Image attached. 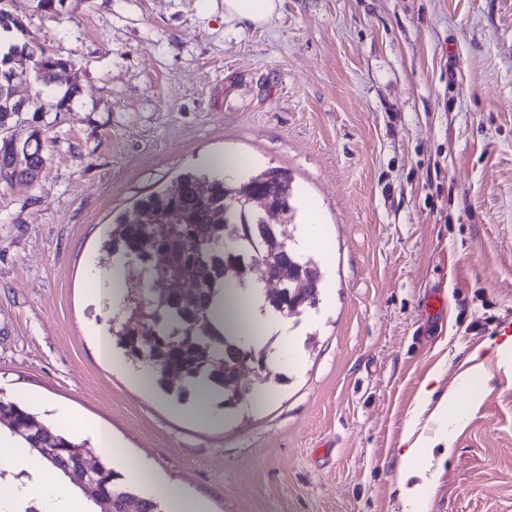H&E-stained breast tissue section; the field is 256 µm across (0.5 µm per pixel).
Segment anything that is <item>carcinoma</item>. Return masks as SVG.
Here are the masks:
<instances>
[{"label":"carcinoma","mask_w":512,"mask_h":512,"mask_svg":"<svg viewBox=\"0 0 512 512\" xmlns=\"http://www.w3.org/2000/svg\"><path fill=\"white\" fill-rule=\"evenodd\" d=\"M0 28L26 34L18 18L2 7ZM23 60L28 61L26 79L36 85L29 100L33 115L23 117L16 100L0 87V179L33 183L46 163L43 129L37 122L47 112L68 111L78 87L69 76L71 61L45 50L31 61L25 50L12 45L0 52V71H11ZM21 123L30 129L23 141L12 133ZM206 178L210 186L201 197L195 187ZM237 185L243 191L270 197L285 215L292 210L291 177L282 168L251 172ZM239 215L240 208L225 199L224 176L187 171L179 175L174 186L138 201L112 224L109 252L131 259L145 273V279L136 284H118L125 290L124 318L112 335L127 359L150 365L156 386L179 399L203 380L219 391L227 407L261 393L259 387L241 393L239 368L251 356L261 361L265 356L226 336L212 318V309L223 300L225 289L246 291L257 284L250 267L266 259L263 239L278 234V225L263 223L259 214H251L246 224L240 223ZM159 253L166 254L172 270L186 277L194 288L187 292L165 288V272L153 263ZM283 263L290 268H309L316 287L305 296L300 309L316 307L322 280L319 264L291 247ZM299 299L296 283L291 282L283 295L266 301L271 310L282 313L288 311L289 302ZM2 432L18 438L44 469L62 477L63 487L81 489L82 474L75 468L69 472L60 469L58 461L82 452L86 443L53 429L25 407L0 399ZM98 484L112 499V512H165L158 499L125 483L109 465L98 466Z\"/></svg>","instance_id":"carcinoma-1"}]
</instances>
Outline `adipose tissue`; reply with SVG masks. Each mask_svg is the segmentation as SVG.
Returning <instances> with one entry per match:
<instances>
[{
    "label": "adipose tissue",
    "mask_w": 512,
    "mask_h": 512,
    "mask_svg": "<svg viewBox=\"0 0 512 512\" xmlns=\"http://www.w3.org/2000/svg\"><path fill=\"white\" fill-rule=\"evenodd\" d=\"M282 8V0H224V14L245 25L260 28L267 25ZM224 319V330L236 336L247 347H257L262 337L277 335L288 338L287 323L267 311L261 289L243 294L228 290L223 306L217 309ZM472 363L455 378L448 391L435 395L433 389L421 388V408L431 411L438 425L434 436H405V449L401 453L399 486L402 512H427V504L434 477V464L438 457H449L453 450V431L468 417V407L476 401L481 390L486 389L489 375L483 367L480 354H472ZM69 426L76 431H94L97 445L102 452L115 458L123 467L127 481L149 483L158 497L163 499L169 512H208L205 501L186 496L173 484L158 479L148 464L128 459L111 434L94 429L91 421L69 416Z\"/></svg>",
    "instance_id": "adipose-tissue-1"
}]
</instances>
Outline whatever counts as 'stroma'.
Masks as SVG:
<instances>
[{"label":"stroma","mask_w":512,"mask_h":512,"mask_svg":"<svg viewBox=\"0 0 512 512\" xmlns=\"http://www.w3.org/2000/svg\"><path fill=\"white\" fill-rule=\"evenodd\" d=\"M69 57L80 93L44 117L35 183L0 181V398L66 409L210 512H401V439L421 384L447 391L512 330V0H283L253 29L224 0L7 5ZM292 178L296 235L329 292L290 315L298 368L209 425L96 351L116 217L203 158ZM454 434L428 512H512V366Z\"/></svg>","instance_id":"obj_1"}]
</instances>
